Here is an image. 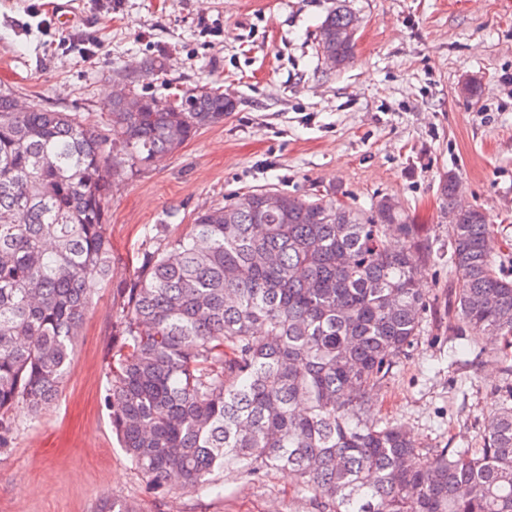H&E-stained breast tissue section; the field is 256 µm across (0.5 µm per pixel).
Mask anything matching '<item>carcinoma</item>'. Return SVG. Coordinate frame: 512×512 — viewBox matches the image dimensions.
Instances as JSON below:
<instances>
[{
    "label": "carcinoma",
    "mask_w": 512,
    "mask_h": 512,
    "mask_svg": "<svg viewBox=\"0 0 512 512\" xmlns=\"http://www.w3.org/2000/svg\"><path fill=\"white\" fill-rule=\"evenodd\" d=\"M355 16L319 26L322 57L348 65ZM235 104L214 87L172 103L113 98L105 133L81 116L0 93V450L19 404L58 394L89 308L112 275L106 233L116 180L178 151ZM448 196V329L512 376V280L485 214ZM431 251L382 198L366 215L329 195L275 188L198 211L165 249L141 252L118 289L112 430L149 492L198 495L235 471L287 469L320 512H512V384L475 452L422 453L372 419L397 359L418 343Z\"/></svg>",
    "instance_id": "obj_1"
}]
</instances>
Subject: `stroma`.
<instances>
[{
  "instance_id": "1",
  "label": "stroma",
  "mask_w": 512,
  "mask_h": 512,
  "mask_svg": "<svg viewBox=\"0 0 512 512\" xmlns=\"http://www.w3.org/2000/svg\"><path fill=\"white\" fill-rule=\"evenodd\" d=\"M46 2L0 0V89L102 127L124 78L168 100L212 86L235 108L113 186L112 276L90 285L56 400L11 414L0 512H96L106 495L136 512H316L285 470L259 481L227 472L198 496L147 493L106 402L117 290L140 253L185 233L199 209L258 188L328 194L365 213L386 197L410 216L433 255L423 332L373 415L410 429L427 453L480 448L504 377L495 362L467 363L448 330L459 283L443 184L454 176L456 198L510 243L499 264L512 279V0H78L67 28ZM341 2L359 23L351 63L334 71L317 53L319 25Z\"/></svg>"
}]
</instances>
